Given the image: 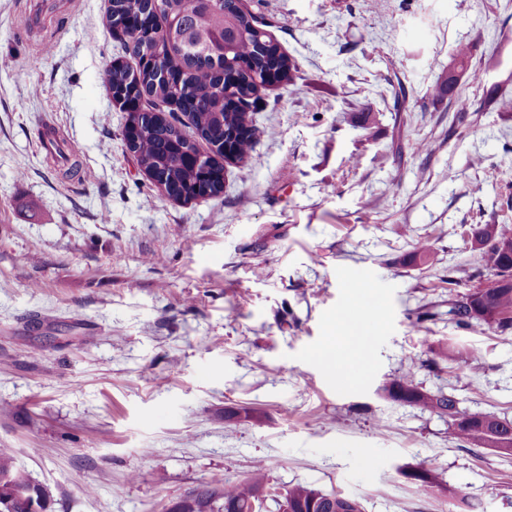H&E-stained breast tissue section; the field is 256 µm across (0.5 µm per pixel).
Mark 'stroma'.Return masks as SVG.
Wrapping results in <instances>:
<instances>
[{
  "instance_id": "1",
  "label": "stroma",
  "mask_w": 512,
  "mask_h": 512,
  "mask_svg": "<svg viewBox=\"0 0 512 512\" xmlns=\"http://www.w3.org/2000/svg\"><path fill=\"white\" fill-rule=\"evenodd\" d=\"M107 5L0 0V448L53 512H165L260 461L272 493L363 512H512V459L381 393L413 365L512 419V334L448 320L472 228L512 225V0H246L297 70L223 194L188 203L125 151ZM461 44L483 79L452 132L435 82ZM359 305L372 365L340 393L317 355ZM442 344L463 358L432 368ZM311 497L319 498V507L316 509L318 512H352L354 508L359 509L353 502L350 501L349 504L350 497L341 493H322L306 485L296 484L288 488V504L286 501L285 504H281L282 511L288 512V505L293 508L292 512H303V505L308 511V501Z\"/></svg>"
}]
</instances>
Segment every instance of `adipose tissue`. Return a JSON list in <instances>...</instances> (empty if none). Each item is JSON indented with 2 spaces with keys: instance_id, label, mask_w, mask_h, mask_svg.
<instances>
[{
  "instance_id": "obj_1",
  "label": "adipose tissue",
  "mask_w": 512,
  "mask_h": 512,
  "mask_svg": "<svg viewBox=\"0 0 512 512\" xmlns=\"http://www.w3.org/2000/svg\"><path fill=\"white\" fill-rule=\"evenodd\" d=\"M318 360L335 382L338 391H346L357 380V372L365 370L372 360L370 343L360 339L357 328L332 337L319 353Z\"/></svg>"
}]
</instances>
